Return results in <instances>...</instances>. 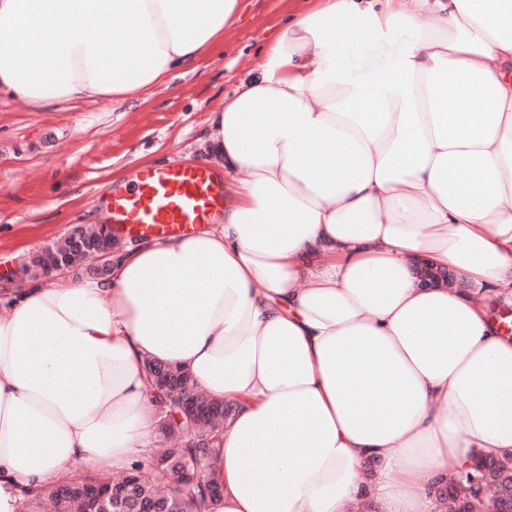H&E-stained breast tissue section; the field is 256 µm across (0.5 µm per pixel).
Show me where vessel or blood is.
<instances>
[{
  "label": "vessel or blood",
  "instance_id": "b4317fda",
  "mask_svg": "<svg viewBox=\"0 0 512 512\" xmlns=\"http://www.w3.org/2000/svg\"><path fill=\"white\" fill-rule=\"evenodd\" d=\"M224 199L222 175L173 162L140 170L132 185L103 193L99 202L119 233L163 237L213 223Z\"/></svg>",
  "mask_w": 512,
  "mask_h": 512
}]
</instances>
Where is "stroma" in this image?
<instances>
[{
    "instance_id": "stroma-1",
    "label": "stroma",
    "mask_w": 512,
    "mask_h": 512,
    "mask_svg": "<svg viewBox=\"0 0 512 512\" xmlns=\"http://www.w3.org/2000/svg\"><path fill=\"white\" fill-rule=\"evenodd\" d=\"M244 2L223 43L133 97L43 107L0 97L1 276L73 226L103 223L97 195L138 170L207 166L211 112L223 109L288 14L287 0Z\"/></svg>"
}]
</instances>
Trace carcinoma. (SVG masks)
Here are the masks:
<instances>
[{
	"instance_id": "obj_1",
	"label": "carcinoma",
	"mask_w": 512,
	"mask_h": 512,
	"mask_svg": "<svg viewBox=\"0 0 512 512\" xmlns=\"http://www.w3.org/2000/svg\"><path fill=\"white\" fill-rule=\"evenodd\" d=\"M81 230L82 226L76 225L63 239L26 257L28 275L39 277L51 255L70 265L87 263V252L73 244V237ZM144 369L148 375L163 376L181 388L197 406L204 421L194 426L181 422L173 413L172 401L155 397L159 430L164 437L174 440L177 447L135 460L120 483L133 486L134 505L165 497L173 512H214L218 499L210 495L212 448L220 440L224 424L234 415L235 405L209 397L188 373L172 364L147 359ZM181 459L191 464L198 474V481L190 490L182 489L166 475L172 464ZM481 463L483 472L461 467L436 488L434 495L439 512H501V504L512 501V453L501 457L484 455ZM96 481L98 478L88 474L77 475L26 498L25 504L29 512H42L47 503L55 504L59 512H88L93 507L92 484Z\"/></svg>"
}]
</instances>
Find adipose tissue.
Listing matches in <instances>:
<instances>
[{"label":"adipose tissue","mask_w":512,"mask_h":512,"mask_svg":"<svg viewBox=\"0 0 512 512\" xmlns=\"http://www.w3.org/2000/svg\"><path fill=\"white\" fill-rule=\"evenodd\" d=\"M210 118L240 176L214 227L107 277L0 291V512L23 490L149 452L143 362L235 400L217 512H348L367 461L383 512L475 453L512 450V0H307ZM240 0H0V95L138 93L192 66ZM406 40L354 70L367 45ZM466 289L420 287L419 262ZM408 37V31H400L392 41L367 52L363 64H385L392 61ZM488 307L490 315L501 323L502 326L507 330V335L512 337V303L511 296L506 299L505 295L489 297ZM508 325L511 331L507 329Z\"/></svg>","instance_id":"1"}]
</instances>
